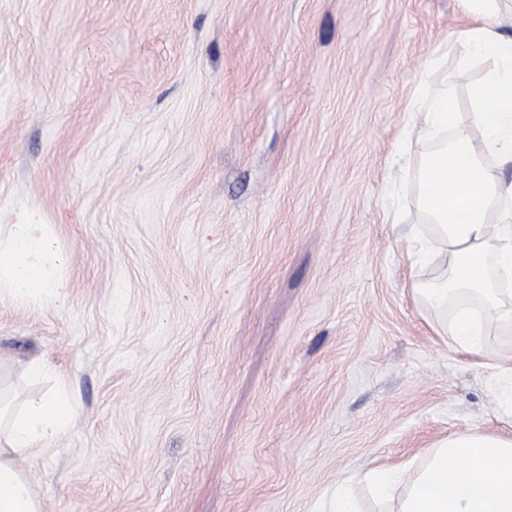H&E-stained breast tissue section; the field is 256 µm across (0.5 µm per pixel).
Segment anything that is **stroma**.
<instances>
[{"label": "stroma", "mask_w": 512, "mask_h": 512, "mask_svg": "<svg viewBox=\"0 0 512 512\" xmlns=\"http://www.w3.org/2000/svg\"><path fill=\"white\" fill-rule=\"evenodd\" d=\"M461 0H0V235L50 225L67 304L0 302V384L66 376L21 465L47 512H322L449 434H512L414 297L387 194ZM484 65L448 55L460 113ZM44 356L32 380L24 361Z\"/></svg>", "instance_id": "1"}]
</instances>
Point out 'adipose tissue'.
<instances>
[{"mask_svg": "<svg viewBox=\"0 0 512 512\" xmlns=\"http://www.w3.org/2000/svg\"><path fill=\"white\" fill-rule=\"evenodd\" d=\"M500 0H463L469 24L448 41L462 66L480 58L492 65L470 92L460 116L451 86L416 78L418 106L409 122L426 151L407 160L427 226L411 257L434 270L412 288L452 338L456 349L478 355L491 329L512 330V29ZM64 262L48 225L24 218L0 239V295L25 302L62 303L70 288L57 269ZM76 403L65 390L47 392L13 409L0 406V512H45L19 466L20 458L48 453L74 424ZM383 512H512V436L480 431L441 438L421 461L378 466L361 478Z\"/></svg>", "mask_w": 512, "mask_h": 512, "instance_id": "adipose-tissue-1", "label": "adipose tissue"}]
</instances>
